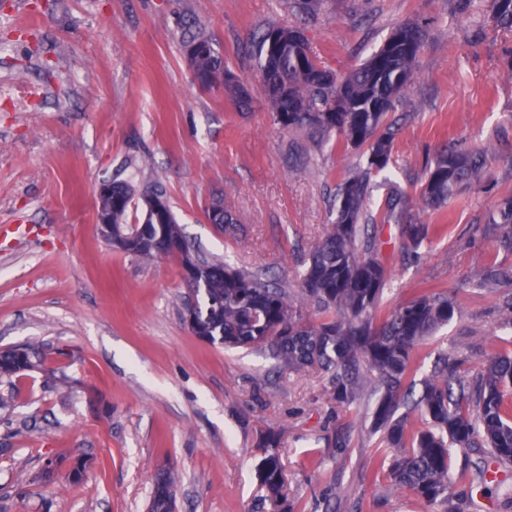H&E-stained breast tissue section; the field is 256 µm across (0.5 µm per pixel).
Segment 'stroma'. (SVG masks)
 Listing matches in <instances>:
<instances>
[{
	"label": "stroma",
	"mask_w": 512,
	"mask_h": 512,
	"mask_svg": "<svg viewBox=\"0 0 512 512\" xmlns=\"http://www.w3.org/2000/svg\"><path fill=\"white\" fill-rule=\"evenodd\" d=\"M426 32L416 73L396 102L391 181L375 177L371 211L390 187L428 235L402 259L396 224H379L391 268L390 310L426 287L458 291L447 327L417 349L423 370L457 358L469 376L512 351L500 306L512 286L480 287L490 260L512 253L486 234L512 196V30L489 0H326L307 19L289 0H0V349L29 343L42 364L0 383V512H147L151 479L182 481L176 512H273L257 477L261 433L282 430L291 512H512V464L473 482L476 449L455 450L449 503L391 486L371 430L376 401L344 409L319 373L277 375L261 352L227 350L183 320L179 258L115 249L95 221L101 180L163 189L192 249L275 280L299 296L301 260L324 236L337 183L359 153L334 137L281 128L261 99L241 111L192 79L180 36L197 23L241 81L258 83L253 39L301 26L320 66L342 76L398 24ZM453 143L482 152V185L441 210L417 199L425 165ZM236 211V236L207 217ZM342 430L346 453L324 438ZM86 459L80 481L69 466Z\"/></svg>",
	"instance_id": "1"
}]
</instances>
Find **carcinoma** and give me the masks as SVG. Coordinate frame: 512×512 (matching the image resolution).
I'll return each mask as SVG.
<instances>
[{"mask_svg": "<svg viewBox=\"0 0 512 512\" xmlns=\"http://www.w3.org/2000/svg\"><path fill=\"white\" fill-rule=\"evenodd\" d=\"M325 0H294L296 12L315 16ZM492 22L512 29V0H491ZM301 29L271 26L258 40L260 96L274 122L283 128H313L336 135V146L365 157V165L336 185L333 218L301 273L303 296L314 308L306 317L290 293L246 271L193 255L173 213L160 224L128 223L134 185L112 179V196L126 205L112 211V223L132 236L128 254L142 259L160 255L164 244L181 241L170 255L182 267L200 268L205 286L197 300V323L224 348L257 350L282 374L315 370L336 406L349 408L367 388L377 397L372 431L383 432L395 450L388 475L392 486L421 499L446 502L453 450L480 448L477 477L484 481L496 467L512 463V354H498L476 381L461 374L459 363L442 356L430 374L416 380L420 365L415 349L427 336L453 319L459 303L445 290L424 289L412 300L379 313L391 273L378 258L374 216L367 210L372 178L393 163L395 133L387 116L416 73L425 32L419 24L396 26L385 43L363 63L338 79L319 67L308 46L296 42ZM201 41L208 52L194 65V77L229 74L220 50L199 25L186 24L182 44ZM224 90L234 104L247 107L253 94L242 81H227ZM483 179L482 154L457 144L439 151L430 162L421 201L441 208L462 189ZM498 226L499 249L512 251V197L489 216ZM428 235L424 224H404L401 238L407 254L417 253ZM512 282V268L492 262L484 283ZM38 351L19 344L0 351V378L35 368ZM421 415L425 426L411 431L410 418ZM280 433L266 432L259 442L263 458L258 478L268 497L286 501V471L279 452ZM178 476L158 471L152 480L149 512H171Z\"/></svg>", "mask_w": 512, "mask_h": 512, "instance_id": "carcinoma-1", "label": "carcinoma"}]
</instances>
